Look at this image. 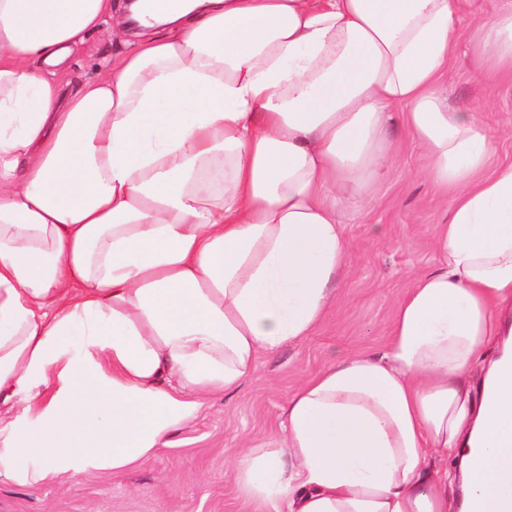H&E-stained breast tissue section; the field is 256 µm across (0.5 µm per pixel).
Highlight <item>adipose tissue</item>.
<instances>
[{"mask_svg":"<svg viewBox=\"0 0 512 512\" xmlns=\"http://www.w3.org/2000/svg\"><path fill=\"white\" fill-rule=\"evenodd\" d=\"M483 0H170L106 77L58 64L112 0H0V477L154 455L261 354L314 332L347 267L340 210L400 118L451 196L439 262L381 352L301 382L271 448L225 461L260 512H498L512 499V163L439 88ZM512 76V0L475 32ZM403 113H396V106Z\"/></svg>","mask_w":512,"mask_h":512,"instance_id":"ef3b65f1","label":"adipose tissue"}]
</instances>
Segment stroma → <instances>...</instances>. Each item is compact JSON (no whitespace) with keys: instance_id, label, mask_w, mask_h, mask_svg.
Here are the masks:
<instances>
[{"instance_id":"stroma-1","label":"stroma","mask_w":512,"mask_h":512,"mask_svg":"<svg viewBox=\"0 0 512 512\" xmlns=\"http://www.w3.org/2000/svg\"><path fill=\"white\" fill-rule=\"evenodd\" d=\"M480 23L471 14L457 22L445 95L452 108L476 111L496 146L493 163L512 162V78L489 85L477 77L472 35ZM131 40L127 28L105 21L55 65L56 76L64 84L101 79ZM385 139L391 165L345 203L348 274L312 336L262 356L239 391L210 399L166 446L128 471L79 473L32 488L0 478V512H254L225 474V456L243 442L275 443L292 391L330 360L381 352L398 301L438 263L434 239L449 203L423 176L424 153L400 122Z\"/></svg>"}]
</instances>
